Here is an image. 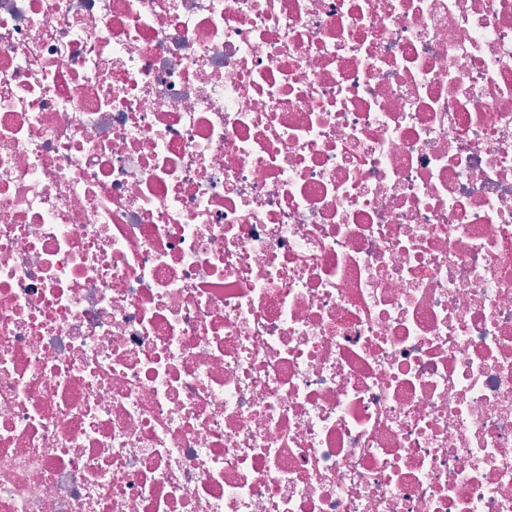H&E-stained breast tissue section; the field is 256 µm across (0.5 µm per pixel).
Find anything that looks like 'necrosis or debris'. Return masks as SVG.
Returning <instances> with one entry per match:
<instances>
[{
    "label": "necrosis or debris",
    "mask_w": 512,
    "mask_h": 512,
    "mask_svg": "<svg viewBox=\"0 0 512 512\" xmlns=\"http://www.w3.org/2000/svg\"><path fill=\"white\" fill-rule=\"evenodd\" d=\"M0 512H512V0H0Z\"/></svg>",
    "instance_id": "4bbe7bcc"
}]
</instances>
